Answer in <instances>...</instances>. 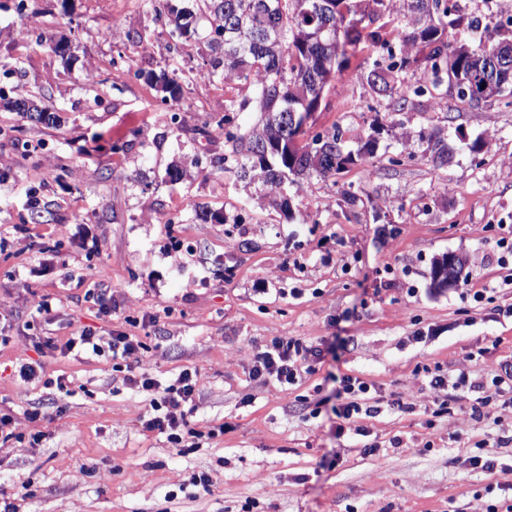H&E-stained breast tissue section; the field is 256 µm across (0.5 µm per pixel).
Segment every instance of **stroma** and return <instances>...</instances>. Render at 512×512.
<instances>
[{
    "label": "stroma",
    "mask_w": 512,
    "mask_h": 512,
    "mask_svg": "<svg viewBox=\"0 0 512 512\" xmlns=\"http://www.w3.org/2000/svg\"><path fill=\"white\" fill-rule=\"evenodd\" d=\"M47 31L67 38L70 62L40 47ZM211 58L172 38L149 0H0V61L21 64L0 89L49 95L62 117L47 128L0 112V415L14 433L0 439V512L512 505V392L490 418L474 414L470 392L440 416L448 391L421 370L478 384L512 363V256L497 253L512 237V107L426 96L398 128L390 98L358 79L352 57L311 130L339 128L353 146L379 122L377 155L299 180L285 213L211 164L225 150L224 107L240 96L206 80ZM170 64L183 95L175 113L147 80ZM436 127L454 152L443 167L419 143ZM477 138L474 155L466 144ZM116 142L129 151L112 153ZM188 155L198 160L191 182L166 183ZM34 189L50 223L29 217ZM448 253L466 258L467 277L433 291L432 263ZM93 288L105 304L87 299ZM42 299L52 307L40 313ZM85 327L139 337L144 350L125 361L134 373L167 383L191 371L189 420L223 435L187 453L145 429L151 395L124 384L111 353L60 352ZM43 336L55 349L38 350ZM278 337L327 353L296 384L255 378L258 352ZM24 364L64 376L69 394L24 383ZM347 375L369 385L374 413L335 414ZM397 398L409 411L391 409ZM478 447L495 469L472 466ZM201 474L204 495L192 484Z\"/></svg>",
    "instance_id": "stroma-1"
}]
</instances>
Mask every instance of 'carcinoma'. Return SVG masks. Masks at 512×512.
<instances>
[{"instance_id":"carcinoma-1","label":"carcinoma","mask_w":512,"mask_h":512,"mask_svg":"<svg viewBox=\"0 0 512 512\" xmlns=\"http://www.w3.org/2000/svg\"><path fill=\"white\" fill-rule=\"evenodd\" d=\"M405 24H395L399 9ZM170 23L180 37L207 41L215 57L207 77L244 86L240 101L226 111L250 106L256 123L224 131L228 153L217 169L238 181H259L269 204L289 211L288 185L306 175L328 178L376 153L377 140H360L347 149L338 129L306 138L309 116L321 109L325 95L348 68L350 57L373 48L360 77L377 93L398 99L402 112L412 97L442 96L456 88L463 103L512 98V55H494L512 46V24L496 23L498 40L480 31L478 21L448 7V0H196L193 8H170ZM420 70L405 83L399 73ZM147 79L180 103L177 69L149 72ZM0 108L17 112L46 127L60 123L58 109L29 98L0 92ZM424 152L436 165L449 162L440 129L419 135ZM465 262L454 254L435 260L430 286L441 291L462 279Z\"/></svg>"}]
</instances>
